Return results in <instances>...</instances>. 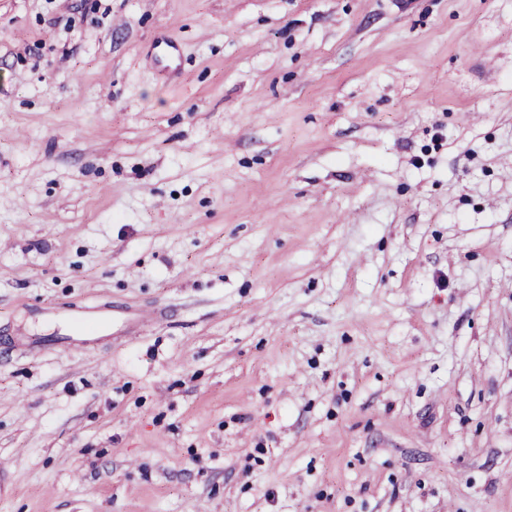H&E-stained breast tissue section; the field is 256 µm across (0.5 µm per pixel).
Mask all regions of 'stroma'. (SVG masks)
Here are the masks:
<instances>
[{
  "instance_id": "obj_1",
  "label": "stroma",
  "mask_w": 512,
  "mask_h": 512,
  "mask_svg": "<svg viewBox=\"0 0 512 512\" xmlns=\"http://www.w3.org/2000/svg\"><path fill=\"white\" fill-rule=\"evenodd\" d=\"M1 467L512 512V0H0Z\"/></svg>"
}]
</instances>
